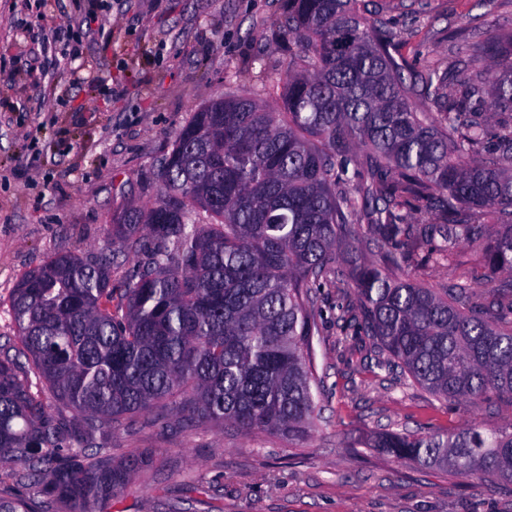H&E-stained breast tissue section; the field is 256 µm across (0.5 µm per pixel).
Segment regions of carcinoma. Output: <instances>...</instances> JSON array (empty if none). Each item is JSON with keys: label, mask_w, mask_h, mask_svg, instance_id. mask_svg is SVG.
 <instances>
[{"label": "carcinoma", "mask_w": 512, "mask_h": 512, "mask_svg": "<svg viewBox=\"0 0 512 512\" xmlns=\"http://www.w3.org/2000/svg\"><path fill=\"white\" fill-rule=\"evenodd\" d=\"M278 38L282 108L230 93L195 110L152 203L112 212L94 258L55 255L13 289L0 512H112L149 452L117 463L110 436L155 404L298 446L313 290L331 285L377 369L448 405L512 398V40L417 76L364 0H288ZM358 228L372 245L342 254ZM461 244L508 277L484 303L418 278ZM120 249L146 261L114 288ZM370 447L512 486V423Z\"/></svg>", "instance_id": "cac0c4a2"}]
</instances>
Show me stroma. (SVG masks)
I'll return each mask as SVG.
<instances>
[{
	"label": "stroma",
	"mask_w": 512,
	"mask_h": 512,
	"mask_svg": "<svg viewBox=\"0 0 512 512\" xmlns=\"http://www.w3.org/2000/svg\"><path fill=\"white\" fill-rule=\"evenodd\" d=\"M407 60L446 67L466 59L470 22L512 38V0H374ZM286 0H0V336L14 333L5 304L27 272L59 253L98 254L120 203L158 192L156 164L191 114L236 92L279 106L288 54L275 43ZM102 34L60 64L45 17L82 34L88 10ZM459 267L423 272L439 288L456 278L475 301L501 274L461 245ZM314 364L324 386L316 431L291 448L155 410L113 432L120 461L153 451L120 512H512V490L436 469L390 462L369 440L512 422V401L450 407L419 385L371 367L336 324V291L321 289Z\"/></svg>",
	"instance_id": "35a3bbf8"
}]
</instances>
